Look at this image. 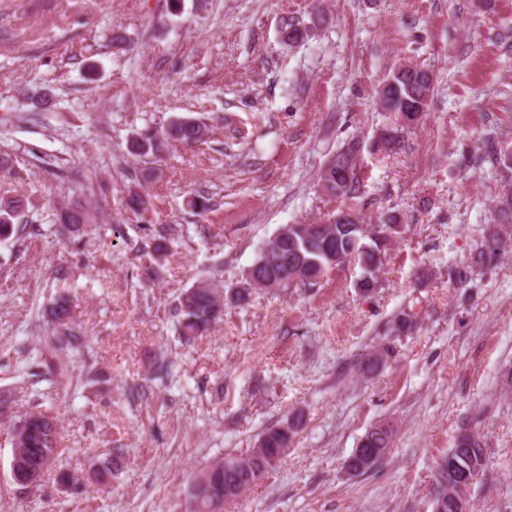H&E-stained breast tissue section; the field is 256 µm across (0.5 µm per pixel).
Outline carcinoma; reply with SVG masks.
I'll use <instances>...</instances> for the list:
<instances>
[{
  "label": "carcinoma",
  "instance_id": "carcinoma-1",
  "mask_svg": "<svg viewBox=\"0 0 512 512\" xmlns=\"http://www.w3.org/2000/svg\"><path fill=\"white\" fill-rule=\"evenodd\" d=\"M378 96L384 111L395 116V124L384 127L379 133L376 148L390 151L402 139V132L411 127V109L420 105L427 108L433 86L432 75L415 66H401L383 81ZM209 134L208 126L187 117L176 119L161 129L147 128L132 144V153L138 156L157 154L174 142L184 145L202 143ZM359 147L348 143L325 161L319 181L324 190L340 199H352L358 194L357 176ZM495 164L501 168L505 182L512 181V150H493ZM28 200L15 195L0 198V239L6 240L18 232L26 222ZM92 216L82 205H68L56 213L58 232L76 239L89 227ZM400 234L396 218L379 222L375 229L362 224L356 213L346 208L339 210L327 224H288L259 248L253 265L258 269V280L251 282L241 277L234 286L223 290L208 281H199L185 289L177 307L179 335L191 342L203 335L219 319L224 310V300L246 305L258 288L290 289L301 285H317L328 271L352 259L361 263L363 275L356 284L357 290L369 296L379 288L378 272L387 259L392 241ZM504 249L499 233L494 231L484 237L476 251L475 264L480 267L498 260ZM48 321L60 332L59 342L68 352L82 354L86 340L80 328L74 325L73 311L68 300L61 296L50 306ZM417 314L411 308H401L389 322L386 335L380 339L369 357L362 361V373H374L394 357L395 342L412 333L417 327ZM18 422L23 429L12 434L13 447L24 455L58 453L59 428L51 424L41 411L27 412ZM298 423L270 427L257 441L254 448L244 455L227 454L208 472L216 475V483L224 489V501L242 496L269 469L287 456L297 434ZM395 431L389 424L375 425L360 438L357 447L343 463L346 473L358 476L383 459L393 445ZM486 452L481 436L470 426L460 428L454 446L448 449L434 471L432 512H453L452 504L467 499L471 483L485 474Z\"/></svg>",
  "mask_w": 512,
  "mask_h": 512
}]
</instances>
